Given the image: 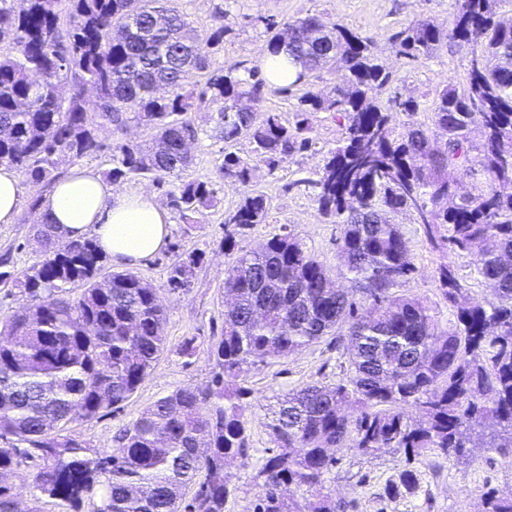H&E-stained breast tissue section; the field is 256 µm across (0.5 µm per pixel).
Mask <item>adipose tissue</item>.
I'll return each instance as SVG.
<instances>
[{
	"instance_id": "adipose-tissue-1",
	"label": "adipose tissue",
	"mask_w": 512,
	"mask_h": 512,
	"mask_svg": "<svg viewBox=\"0 0 512 512\" xmlns=\"http://www.w3.org/2000/svg\"><path fill=\"white\" fill-rule=\"evenodd\" d=\"M41 214L65 237L94 235L113 263L124 267L138 266L163 250L171 235L168 212L152 195L115 190L84 168L73 169L55 185Z\"/></svg>"
}]
</instances>
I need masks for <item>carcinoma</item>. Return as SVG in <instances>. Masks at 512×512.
<instances>
[{"label":"carcinoma","instance_id":"obj_1","mask_svg":"<svg viewBox=\"0 0 512 512\" xmlns=\"http://www.w3.org/2000/svg\"><path fill=\"white\" fill-rule=\"evenodd\" d=\"M512 0H457L450 25L422 17L398 36L397 55L431 58L448 43L466 48L463 89L448 82L435 98L432 126L395 131L393 109L378 94L392 74L373 42L343 24L308 15L283 24L266 50L299 67L294 84L341 69L343 83L299 97L293 120L260 106L271 83L262 70L234 63L210 76L212 62L178 0H0V164L35 187L58 177L62 158L102 151L112 136V182L151 177L171 186L170 205L186 223L214 206L215 189L187 180L186 150L199 137L191 114H209L210 137L230 151L217 177L244 187L224 218V246L268 223L254 189V159L276 170L315 144L314 118L327 113L341 137L325 152L316 201L340 226L338 265H324L290 230L240 250L225 272L230 300L224 330L211 343L210 385L181 388L120 429L115 445L90 448L65 431L76 421L119 409L162 354L165 311L158 289L131 271L106 275L90 238L65 239L55 225H33L40 260L18 271L0 257V286L31 304L0 327V512H21L6 478L21 460L35 463L37 489L80 512H224L228 459L249 458L245 417L252 390L245 374L331 339L345 365L335 383L314 382L278 400L269 424L276 451L258 468L255 512H347L326 483L334 449L446 462L469 448L512 455V23L499 9ZM195 74L204 87L188 82ZM70 83L69 96L59 91ZM154 131L151 145L123 140L130 124ZM250 149L232 150L242 136ZM481 175L462 193L467 178ZM415 213L434 248L473 256L489 300H465L454 268L438 270L452 318L442 322L426 298L399 293L417 273L409 239L393 217ZM201 256L170 265L167 283L186 288ZM342 276L352 288L336 287ZM79 291H74V285ZM414 410V416L406 408ZM196 491L189 502L182 490ZM405 469L383 496L417 493ZM307 494L305 503L283 490ZM483 512H512V488L483 494Z\"/></svg>","mask_w":512,"mask_h":512}]
</instances>
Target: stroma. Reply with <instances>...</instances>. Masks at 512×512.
Here are the masks:
<instances>
[{
    "label": "stroma",
    "instance_id": "stroma-1",
    "mask_svg": "<svg viewBox=\"0 0 512 512\" xmlns=\"http://www.w3.org/2000/svg\"><path fill=\"white\" fill-rule=\"evenodd\" d=\"M183 7L203 39L201 48L210 56L213 74H221L224 66L244 62L259 65L262 50L269 37L268 23L285 22L309 14L346 25L375 45L378 60L393 74L380 99L384 104L414 97L419 103L415 116L399 114V122L415 119L422 124L432 122L436 93L447 83L463 84L466 80L465 49L451 45L442 47L433 58L406 59L396 54V36L420 16L430 17L439 25H447L453 17L456 0H185ZM228 26L224 41L209 44L211 29ZM341 79L336 71L323 72L320 78L306 85L281 90L271 86L262 104L263 110L291 119L304 90L329 91ZM341 136L340 128L325 114L315 120V143L297 153L276 170L260 166L258 183L270 202L268 223L255 225L238 236L237 246L250 249L272 235L289 229L297 234L328 267H336V239L340 228L325 223L318 211L313 179L323 164L325 151ZM193 162L187 179L214 182L216 204L186 224L178 212H171L172 232L167 246L137 266V274L152 283L167 312L164 334L167 344L158 362L142 384L125 401L120 410L103 413L88 421L70 424L69 432L87 446L112 447L118 430L134 420L159 398L180 388L203 387L210 384L213 364L209 347L224 327V272L230 266L233 252L224 248V218L238 203L242 188L219 181L217 168L224 159V144L208 135H199L191 145ZM20 213L16 223L0 224V254L10 253L17 270H25L38 260L40 247L32 227L38 220L30 208L35 193L29 181L21 183ZM397 220L411 242L418 272L405 284V292L426 297L441 316H448V304L438 288L440 265L454 266L470 298L483 301L490 291L479 283L471 256L464 252L433 249L426 241L412 212L398 214ZM196 252L201 261L188 287L170 289L166 268L176 253ZM193 341L196 351L185 356L181 346ZM344 361L341 350L322 341L271 364L251 368L246 381L252 390L246 411L250 430L248 461L228 460L234 494L229 497L225 512H254L258 488L253 476L272 454L274 444L268 425L278 398L289 391L313 382L333 383L340 379ZM338 464L327 486L339 499L353 501L350 512H480L482 495L491 488L512 487V457L496 453L476 452L473 462H435L428 456L406 460L403 453L383 449L364 456L350 448L336 449ZM416 470L421 487L417 495L407 498H386V483L397 479L404 469ZM21 474L11 483L21 512H70L63 501L42 496L35 487L32 463L20 467Z\"/></svg>",
    "mask_w": 512,
    "mask_h": 512
}]
</instances>
